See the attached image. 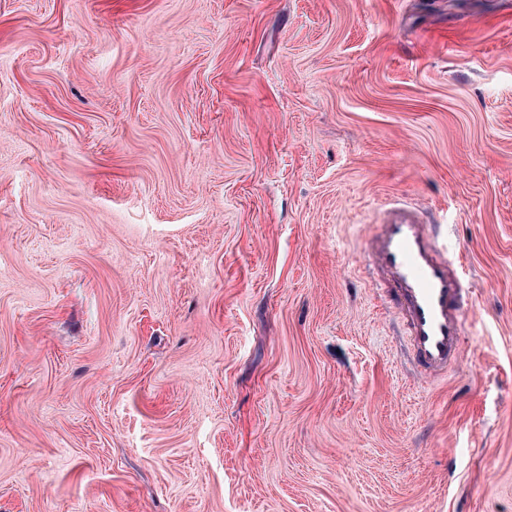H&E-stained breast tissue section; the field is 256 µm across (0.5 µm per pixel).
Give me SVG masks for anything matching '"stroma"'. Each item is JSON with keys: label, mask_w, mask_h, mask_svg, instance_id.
Wrapping results in <instances>:
<instances>
[{"label": "stroma", "mask_w": 512, "mask_h": 512, "mask_svg": "<svg viewBox=\"0 0 512 512\" xmlns=\"http://www.w3.org/2000/svg\"><path fill=\"white\" fill-rule=\"evenodd\" d=\"M390 199L468 254L439 379ZM0 512H512L505 0H0ZM380 224L366 245L365 266L374 296L396 305L407 347L415 363L441 374L461 358L467 291V254L448 251L419 207L406 203L379 205Z\"/></svg>", "instance_id": "obj_1"}]
</instances>
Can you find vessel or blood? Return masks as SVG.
I'll return each mask as SVG.
<instances>
[{
    "label": "vessel or blood",
    "mask_w": 512,
    "mask_h": 512,
    "mask_svg": "<svg viewBox=\"0 0 512 512\" xmlns=\"http://www.w3.org/2000/svg\"><path fill=\"white\" fill-rule=\"evenodd\" d=\"M379 218L366 245L370 286L395 303L415 363L443 373L463 351L467 255L449 247L416 205L381 203Z\"/></svg>",
    "instance_id": "vessel-or-blood-1"
}]
</instances>
